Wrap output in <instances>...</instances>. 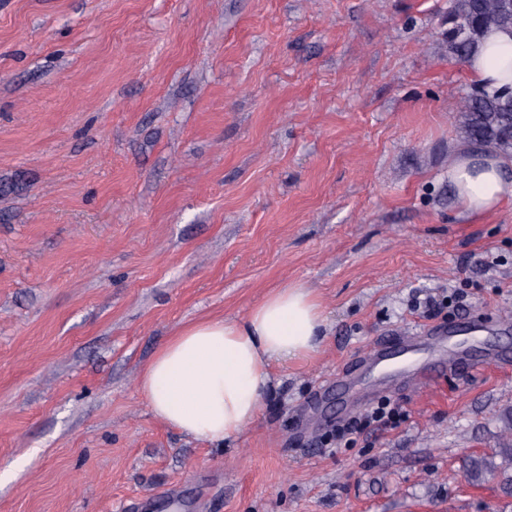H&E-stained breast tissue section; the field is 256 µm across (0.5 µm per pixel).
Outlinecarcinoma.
Returning a JSON list of instances; mask_svg holds the SVG:
<instances>
[{
	"label": "carcinoma",
	"instance_id": "1",
	"mask_svg": "<svg viewBox=\"0 0 512 512\" xmlns=\"http://www.w3.org/2000/svg\"><path fill=\"white\" fill-rule=\"evenodd\" d=\"M512 28V0H451L448 11V58L466 62L491 28ZM455 126L461 139L491 152L512 155V94L474 87L460 101ZM506 433L494 452L471 459L467 478L474 484L504 468L512 470V411ZM501 463H496V458Z\"/></svg>",
	"mask_w": 512,
	"mask_h": 512
}]
</instances>
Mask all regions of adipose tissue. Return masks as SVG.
<instances>
[{
	"label": "adipose tissue",
	"instance_id": "1",
	"mask_svg": "<svg viewBox=\"0 0 512 512\" xmlns=\"http://www.w3.org/2000/svg\"><path fill=\"white\" fill-rule=\"evenodd\" d=\"M488 91L512 88V29L485 33L465 64ZM448 181L473 216L512 201V158L461 145L448 157ZM327 316L319 295L301 283L267 293L243 315L183 324L153 354L137 390L153 416L200 443L237 440L260 414L273 384L271 369L319 350Z\"/></svg>",
	"mask_w": 512,
	"mask_h": 512
}]
</instances>
